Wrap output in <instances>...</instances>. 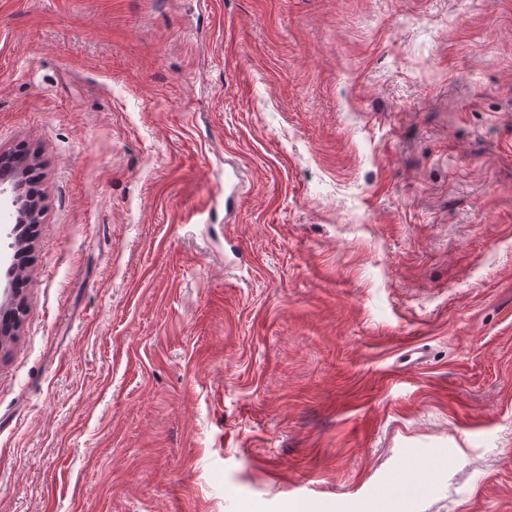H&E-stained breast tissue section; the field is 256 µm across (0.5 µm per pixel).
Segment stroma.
<instances>
[{
    "label": "stroma",
    "mask_w": 512,
    "mask_h": 512,
    "mask_svg": "<svg viewBox=\"0 0 512 512\" xmlns=\"http://www.w3.org/2000/svg\"><path fill=\"white\" fill-rule=\"evenodd\" d=\"M21 148L0 512H512V0H0ZM5 184H8L7 187H4ZM23 182L20 175H17L13 180L2 181L0 184V202L10 204L15 211V223H24V224H16L15 231L16 237L19 241H26L34 232V228L37 226V221H28L25 223V216L21 209L20 203L23 199Z\"/></svg>",
    "instance_id": "1"
}]
</instances>
